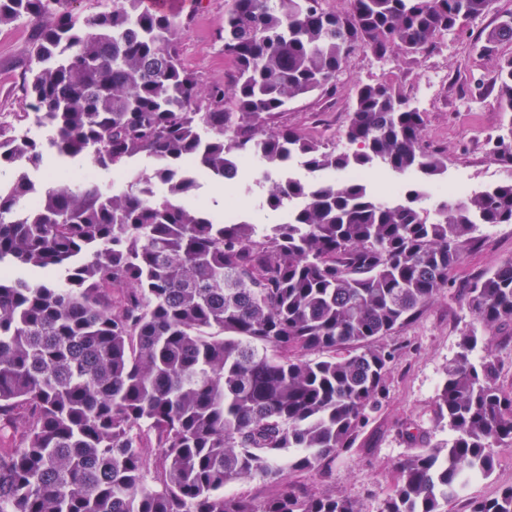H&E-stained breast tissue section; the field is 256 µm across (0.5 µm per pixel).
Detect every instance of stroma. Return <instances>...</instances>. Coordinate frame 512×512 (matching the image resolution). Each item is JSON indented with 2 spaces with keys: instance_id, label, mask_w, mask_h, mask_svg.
<instances>
[{
  "instance_id": "stroma-1",
  "label": "stroma",
  "mask_w": 512,
  "mask_h": 512,
  "mask_svg": "<svg viewBox=\"0 0 512 512\" xmlns=\"http://www.w3.org/2000/svg\"><path fill=\"white\" fill-rule=\"evenodd\" d=\"M230 6L231 0H173L169 8L186 21L178 32V47L184 65L195 73L201 86L228 83L233 71L215 37ZM510 14L512 0H495L489 13L417 57L399 54L383 63L370 51H357L338 73L335 95L293 99L278 122L322 139L328 149L348 151L343 130L350 88L391 77L410 104L424 112L422 142L444 153L450 176L477 186L500 182L506 171L487 139L508 121L497 106L494 78L500 61L512 57V44L499 45L490 55L479 53L473 44L484 40L500 17ZM30 43L26 22L0 28V121L8 124L14 123L16 113L28 109L23 74ZM508 261H512V224L484 227L474 233L446 292L386 337V344L397 347L399 353L389 366L381 403L352 448L337 456L329 473L293 472L290 482L315 493L355 500L362 512H379L394 484L396 464L413 451L402 438V429L414 423L431 443L447 439V429L434 424L433 405L445 369L473 322L464 299L466 289L474 277ZM497 455L495 474L470 483L460 498L449 502L448 512H470L472 499L493 497L512 485V449H498Z\"/></svg>"
}]
</instances>
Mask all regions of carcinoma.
I'll use <instances>...</instances> for the list:
<instances>
[{
    "label": "carcinoma",
    "instance_id": "1",
    "mask_svg": "<svg viewBox=\"0 0 512 512\" xmlns=\"http://www.w3.org/2000/svg\"><path fill=\"white\" fill-rule=\"evenodd\" d=\"M0 0V27L29 22V111L44 135L0 125V512H361L315 496L288 473L323 471L352 447L385 388L380 340L448 286L478 225L512 224V119L492 138L506 179L429 210L325 170L383 167L433 180L423 113L392 81L357 85L336 153L278 125L298 96L336 92L348 56L421 55L494 0H232L217 33L231 87L201 92L182 63V21L143 0ZM512 42V16L482 44ZM512 112V58L498 68ZM125 171L123 190L61 178L31 205L25 168L44 156ZM153 159L157 199L127 168ZM245 156L264 167L260 208L286 221L226 224L181 199L224 181ZM310 179L279 175L292 158ZM36 270L42 280L21 275ZM461 337L437 394L448 441L415 449L381 512H447L468 479L512 448V391L501 363L474 358L478 330L512 325V261L475 277ZM296 448L287 468L281 452ZM284 484L263 500L224 495L238 480ZM471 512H512V485Z\"/></svg>",
    "mask_w": 512,
    "mask_h": 512
}]
</instances>
